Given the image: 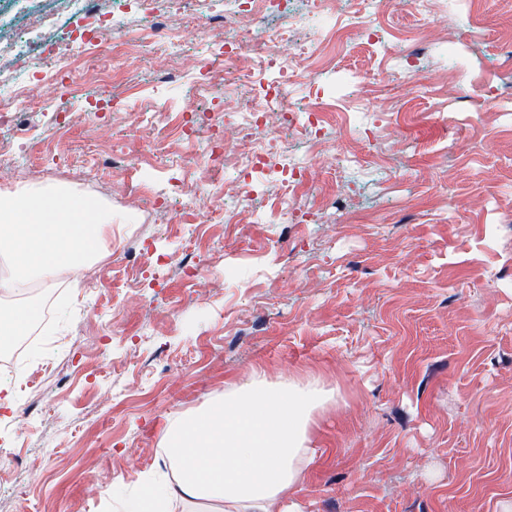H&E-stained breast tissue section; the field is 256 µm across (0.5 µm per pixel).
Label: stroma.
Instances as JSON below:
<instances>
[{
  "label": "stroma",
  "mask_w": 512,
  "mask_h": 512,
  "mask_svg": "<svg viewBox=\"0 0 512 512\" xmlns=\"http://www.w3.org/2000/svg\"><path fill=\"white\" fill-rule=\"evenodd\" d=\"M190 28L181 57L153 38L126 52L107 86L118 110L99 113L61 84L33 86L28 141L0 189H61L110 205L119 245L102 256V283L60 296L49 348L21 360L42 382L19 421L0 408V448L26 470L0 469V512H124L162 456L168 418L202 408L252 370L290 374L336 392L316 416L321 459L298 494L302 512H501L512 501V73L496 45L512 36V0H380L388 36L318 41L328 18L293 27L300 64L287 104L332 106L322 140L289 142L308 160L294 208L312 224L270 216L284 193L269 177L256 201L224 223L199 225L190 188L233 191L235 170L186 169L170 139L176 113L247 105V65L211 94L193 95L214 48L209 14L182 0ZM176 66L182 81L134 92L129 78ZM71 123L47 144L59 108ZM164 139L153 187L186 181L183 202L151 210L112 170L86 177L90 155ZM195 225L206 264L178 272ZM177 319H170V310Z\"/></svg>",
  "instance_id": "stroma-1"
}]
</instances>
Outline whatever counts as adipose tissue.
I'll return each instance as SVG.
<instances>
[{"label": "adipose tissue", "mask_w": 512, "mask_h": 512, "mask_svg": "<svg viewBox=\"0 0 512 512\" xmlns=\"http://www.w3.org/2000/svg\"><path fill=\"white\" fill-rule=\"evenodd\" d=\"M112 250V210L61 191L0 190V292L78 279ZM333 391L292 378L273 386L260 374L164 428L163 466L145 497L125 512H300L297 495L321 454L316 412Z\"/></svg>", "instance_id": "1"}]
</instances>
